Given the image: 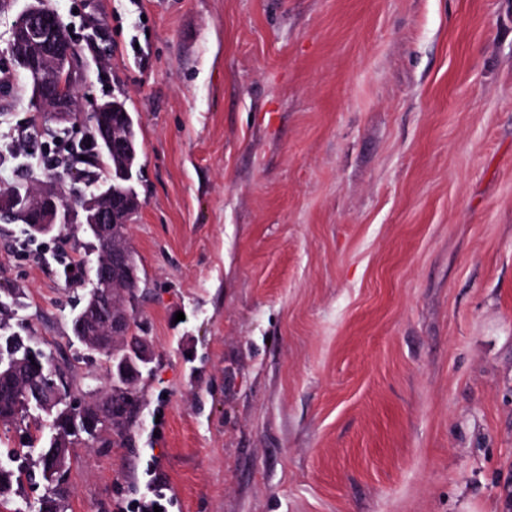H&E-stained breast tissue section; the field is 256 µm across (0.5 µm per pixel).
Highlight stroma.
I'll list each match as a JSON object with an SVG mask.
<instances>
[{
  "label": "stroma",
  "instance_id": "35a3bbf8",
  "mask_svg": "<svg viewBox=\"0 0 512 512\" xmlns=\"http://www.w3.org/2000/svg\"><path fill=\"white\" fill-rule=\"evenodd\" d=\"M79 50L71 140L137 132L140 413L70 452L66 512H512V0H50ZM0 0V134L33 127ZM97 19L106 51L81 26ZM69 174L0 152V190ZM80 223L0 220V322L108 390L72 335ZM184 320H176V312ZM0 423V463L27 443Z\"/></svg>",
  "mask_w": 512,
  "mask_h": 512
}]
</instances>
